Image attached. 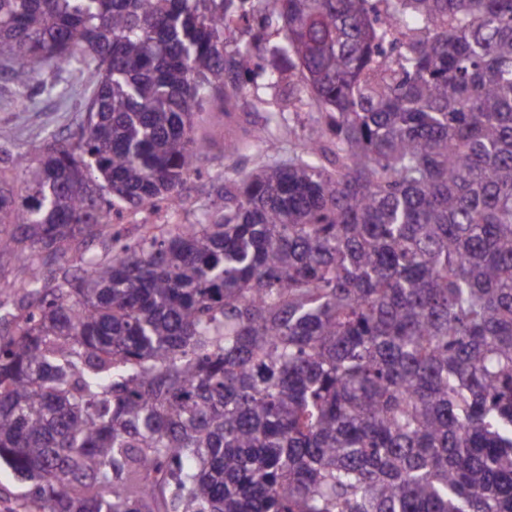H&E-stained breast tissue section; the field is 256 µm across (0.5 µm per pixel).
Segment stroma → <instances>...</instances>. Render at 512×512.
Wrapping results in <instances>:
<instances>
[{
	"mask_svg": "<svg viewBox=\"0 0 512 512\" xmlns=\"http://www.w3.org/2000/svg\"><path fill=\"white\" fill-rule=\"evenodd\" d=\"M92 89L79 70H59L45 64L38 83L23 91L9 71L0 68V149L31 155L41 148L46 136L67 135L81 120ZM321 117L318 111L289 108L287 85H271L264 73L248 82L238 109L224 112L216 104H205L196 125L198 135L209 143V152L200 176L187 180L183 203L170 214V223L193 222L208 205L211 182L237 180L271 161L288 160ZM261 128L267 131L266 142L258 146L253 134ZM231 141L239 143V152H226L225 146Z\"/></svg>",
	"mask_w": 512,
	"mask_h": 512,
	"instance_id": "35a3bbf8",
	"label": "stroma"
}]
</instances>
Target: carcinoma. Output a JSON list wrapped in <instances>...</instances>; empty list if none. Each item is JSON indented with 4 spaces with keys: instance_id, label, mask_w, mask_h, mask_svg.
I'll use <instances>...</instances> for the list:
<instances>
[{
    "instance_id": "cac0c4a2",
    "label": "carcinoma",
    "mask_w": 512,
    "mask_h": 512,
    "mask_svg": "<svg viewBox=\"0 0 512 512\" xmlns=\"http://www.w3.org/2000/svg\"><path fill=\"white\" fill-rule=\"evenodd\" d=\"M265 2L324 127L129 243L266 71L247 0H0L18 85L94 84L0 157V462L29 512H512V0Z\"/></svg>"
}]
</instances>
